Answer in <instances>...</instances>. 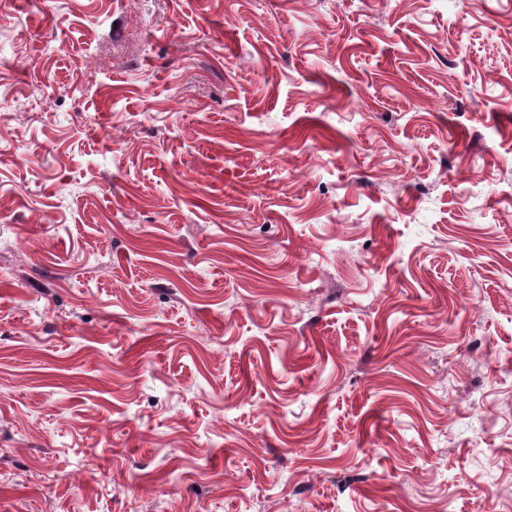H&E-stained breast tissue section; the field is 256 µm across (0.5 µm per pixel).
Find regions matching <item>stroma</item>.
I'll use <instances>...</instances> for the list:
<instances>
[{"instance_id":"stroma-1","label":"stroma","mask_w":512,"mask_h":512,"mask_svg":"<svg viewBox=\"0 0 512 512\" xmlns=\"http://www.w3.org/2000/svg\"><path fill=\"white\" fill-rule=\"evenodd\" d=\"M0 512H512V0H0Z\"/></svg>"}]
</instances>
